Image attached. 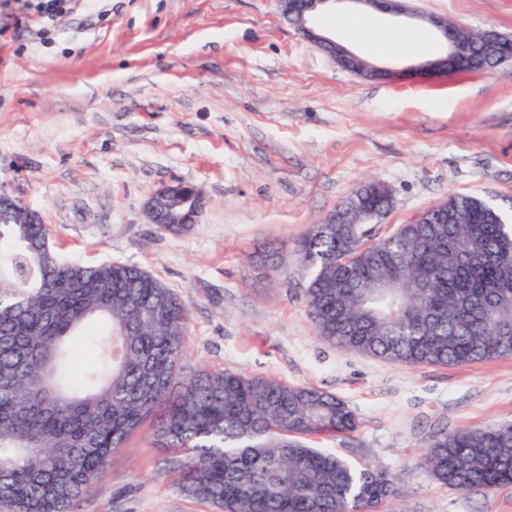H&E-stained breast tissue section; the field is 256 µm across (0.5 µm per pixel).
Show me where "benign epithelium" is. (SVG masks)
Listing matches in <instances>:
<instances>
[{"mask_svg": "<svg viewBox=\"0 0 512 512\" xmlns=\"http://www.w3.org/2000/svg\"><path fill=\"white\" fill-rule=\"evenodd\" d=\"M332 0H279L282 14L293 20L294 29L313 45L326 51L343 69L354 74L368 77L372 74L382 76L383 79H390L396 75V71L386 67L375 65L363 57L353 53L343 45L320 33L313 25V19L320 11V8ZM365 7L381 12L395 15L411 14L407 5L408 0H353ZM440 33L446 43V55L436 60H430L422 65L409 67L406 72L419 77L436 79L448 73L443 68L444 63L451 57L465 58L472 53L475 43L460 38L457 33L448 26V21L435 17L427 19ZM203 204H198L193 215L186 217L179 213L180 204L173 192V184L168 183L160 186L147 199L145 211L147 214H154L162 211L166 214L168 224H195L201 212Z\"/></svg>", "mask_w": 512, "mask_h": 512, "instance_id": "1", "label": "benign epithelium"}]
</instances>
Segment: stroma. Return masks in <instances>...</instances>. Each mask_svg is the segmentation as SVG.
Returning a JSON list of instances; mask_svg holds the SVG:
<instances>
[{
	"label": "stroma",
	"mask_w": 512,
	"mask_h": 512,
	"mask_svg": "<svg viewBox=\"0 0 512 512\" xmlns=\"http://www.w3.org/2000/svg\"><path fill=\"white\" fill-rule=\"evenodd\" d=\"M512 36V0H408ZM0 0V188L37 210L69 260L138 266L188 311L185 366L210 363L335 394L350 437L312 439L387 468L404 495L377 512H512V485L462 492L431 478L438 426L512 421V358L402 367L312 328L295 240L370 181L393 232L455 194L512 212V61L443 79L375 81L305 40L278 0H82L52 22ZM182 181L198 221L168 231L144 204ZM178 453L151 425L117 449L76 512H220L184 495Z\"/></svg>",
	"instance_id": "stroma-1"
}]
</instances>
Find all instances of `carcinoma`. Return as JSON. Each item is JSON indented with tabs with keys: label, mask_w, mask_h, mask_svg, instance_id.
Wrapping results in <instances>:
<instances>
[{
	"label": "carcinoma",
	"mask_w": 512,
	"mask_h": 512,
	"mask_svg": "<svg viewBox=\"0 0 512 512\" xmlns=\"http://www.w3.org/2000/svg\"><path fill=\"white\" fill-rule=\"evenodd\" d=\"M502 42L458 64L484 70ZM448 223L312 224L294 253L321 339L393 364L512 358V219L447 200ZM187 310L149 272L62 259L45 224L0 212V507L75 512L112 453L163 409V448L183 453V492L222 512H374L395 475L306 445L358 428L336 396L203 363L183 366ZM77 335L88 368L66 367ZM426 470L459 491L512 484V423L427 437Z\"/></svg>",
	"instance_id": "obj_1"
}]
</instances>
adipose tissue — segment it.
Instances as JSON below:
<instances>
[{"label": "adipose tissue", "mask_w": 512, "mask_h": 512, "mask_svg": "<svg viewBox=\"0 0 512 512\" xmlns=\"http://www.w3.org/2000/svg\"><path fill=\"white\" fill-rule=\"evenodd\" d=\"M326 22L347 41L367 44L372 51L381 54L414 53L420 51L425 44L424 34L416 29L392 28L384 31L380 40H369L368 34L374 30V23L346 13L327 17Z\"/></svg>", "instance_id": "adipose-tissue-1"}]
</instances>
